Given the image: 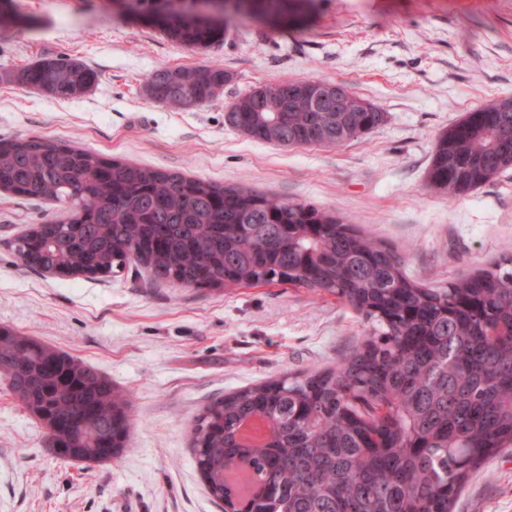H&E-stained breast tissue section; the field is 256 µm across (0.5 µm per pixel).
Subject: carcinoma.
Returning a JSON list of instances; mask_svg holds the SVG:
<instances>
[{
    "label": "carcinoma",
    "mask_w": 512,
    "mask_h": 512,
    "mask_svg": "<svg viewBox=\"0 0 512 512\" xmlns=\"http://www.w3.org/2000/svg\"><path fill=\"white\" fill-rule=\"evenodd\" d=\"M223 21L164 24L170 40L207 50L247 17L298 28L313 0H222ZM232 75L211 65L157 70L144 87L174 108L215 99ZM98 73L70 55L8 73L7 84L75 100ZM321 79H286L238 96L225 122L283 146L336 147L368 133L382 110L344 92L345 111L312 105ZM512 168V98L440 132L426 185L452 200ZM65 207L14 239L34 271L143 267L183 287L290 284L348 304L365 336L336 366L247 386L205 406L192 436L206 488L231 512L226 466L242 464L250 512H452L472 471L512 448V258L431 287L408 277L398 250L313 204L153 169L42 137L0 138V190ZM60 458L118 459L129 395L95 367L11 328L0 373ZM261 419L265 438L242 425Z\"/></svg>",
    "instance_id": "carcinoma-1"
}]
</instances>
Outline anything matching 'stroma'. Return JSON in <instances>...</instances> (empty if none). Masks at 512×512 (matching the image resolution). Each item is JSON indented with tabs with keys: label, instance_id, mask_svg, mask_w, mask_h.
<instances>
[{
	"label": "stroma",
	"instance_id": "35a3bbf8",
	"mask_svg": "<svg viewBox=\"0 0 512 512\" xmlns=\"http://www.w3.org/2000/svg\"><path fill=\"white\" fill-rule=\"evenodd\" d=\"M0 72L70 54L97 71L58 101L0 83V136L75 142L106 156L299 199L362 227L434 286L512 255V169L446 199L426 185L433 144L467 112L512 97V0H316L304 31L250 20L199 51L123 0H13ZM219 65L212 102L174 109L143 83L165 68ZM351 87L385 119L338 147H283L226 125L237 96L283 79ZM60 209L0 191V326L96 367L131 400L113 462L63 461L0 378V512H222L190 448L196 416L225 392L335 365L362 336L335 296L288 284L185 288L126 269L106 280L27 268L11 248ZM453 512H512V448L472 473Z\"/></svg>",
	"mask_w": 512,
	"mask_h": 512
}]
</instances>
